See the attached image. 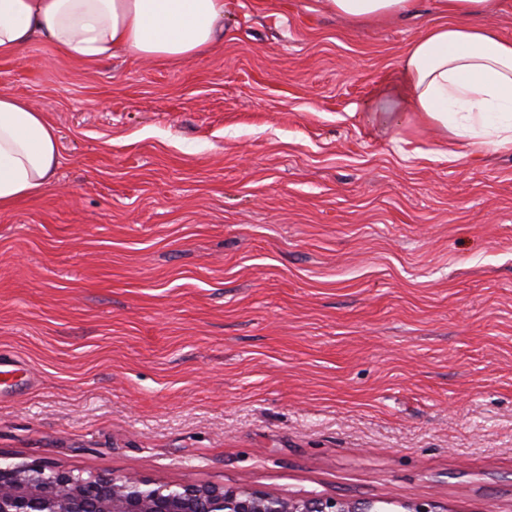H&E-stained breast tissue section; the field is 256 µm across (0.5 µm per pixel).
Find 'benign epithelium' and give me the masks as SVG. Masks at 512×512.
<instances>
[{"label": "benign epithelium", "mask_w": 512, "mask_h": 512, "mask_svg": "<svg viewBox=\"0 0 512 512\" xmlns=\"http://www.w3.org/2000/svg\"><path fill=\"white\" fill-rule=\"evenodd\" d=\"M376 501L285 498L249 488L76 477L42 463L0 466V512H377Z\"/></svg>", "instance_id": "benign-epithelium-1"}]
</instances>
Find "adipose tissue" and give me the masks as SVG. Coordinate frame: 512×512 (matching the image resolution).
Returning <instances> with one entry per match:
<instances>
[{
    "mask_svg": "<svg viewBox=\"0 0 512 512\" xmlns=\"http://www.w3.org/2000/svg\"><path fill=\"white\" fill-rule=\"evenodd\" d=\"M351 23L401 17L416 0H322ZM493 0H439L448 24L427 29L400 62L380 115L399 125L420 116L464 143L512 144V40L474 25ZM224 0H0V53L41 38L70 58L131 55L187 61L224 36ZM60 164L58 135L27 100L0 95V211L36 197Z\"/></svg>",
    "mask_w": 512,
    "mask_h": 512,
    "instance_id": "1",
    "label": "adipose tissue"
}]
</instances>
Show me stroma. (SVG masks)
I'll use <instances>...</instances> for the list:
<instances>
[{
	"instance_id": "1",
	"label": "stroma",
	"mask_w": 512,
	"mask_h": 512,
	"mask_svg": "<svg viewBox=\"0 0 512 512\" xmlns=\"http://www.w3.org/2000/svg\"><path fill=\"white\" fill-rule=\"evenodd\" d=\"M446 21L232 0L185 62L0 55L61 155L0 213V463L512 512V145L366 112Z\"/></svg>"
}]
</instances>
